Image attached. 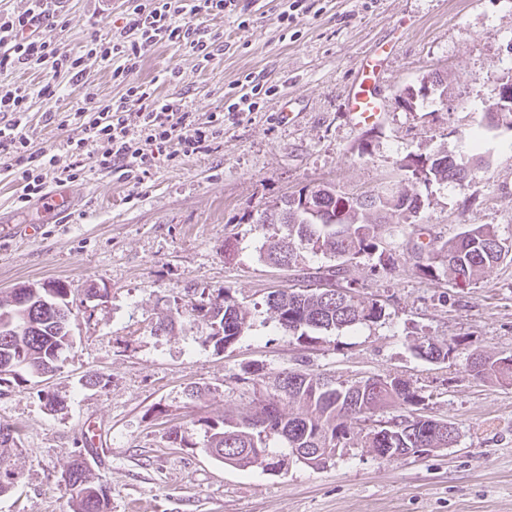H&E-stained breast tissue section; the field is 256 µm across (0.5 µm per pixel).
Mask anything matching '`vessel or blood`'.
<instances>
[{
	"instance_id": "b4317fda",
	"label": "vessel or blood",
	"mask_w": 512,
	"mask_h": 512,
	"mask_svg": "<svg viewBox=\"0 0 512 512\" xmlns=\"http://www.w3.org/2000/svg\"><path fill=\"white\" fill-rule=\"evenodd\" d=\"M384 58L376 50L364 51L353 64V79L345 105L348 123L363 128L380 122L385 110L382 91ZM73 194L63 185L57 186L40 199L36 209L40 215L62 220L72 208Z\"/></svg>"
}]
</instances>
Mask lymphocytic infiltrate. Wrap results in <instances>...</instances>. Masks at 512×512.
<instances>
[{"instance_id":"lymphocytic-infiltrate-1","label":"lymphocytic infiltrate","mask_w":512,"mask_h":512,"mask_svg":"<svg viewBox=\"0 0 512 512\" xmlns=\"http://www.w3.org/2000/svg\"><path fill=\"white\" fill-rule=\"evenodd\" d=\"M239 0H141L129 23L120 30L92 32L85 56H74L59 43L41 35L40 23L56 18L61 0H29L18 14L0 13V71L48 67L65 73L72 85H83L86 61L93 58L113 63L112 77L125 83L120 103L98 101L78 108L72 136L65 147L72 161L65 176L74 181L85 173L87 161L119 174L121 179L142 183L153 168L178 157H194L211 150L224 132L225 114L245 117L257 111L270 88L259 79L247 80L240 93L211 112L208 121H198L181 99L160 95L154 83L137 79L145 54L167 44L188 48L209 59L220 48L218 35L209 33L201 21L233 15ZM59 88L48 82L39 86L17 83L0 86V158L6 176L19 185V202L43 197L44 174L54 168L56 156L36 147L29 135L27 112L33 97L53 98ZM136 107L138 133H131L126 112Z\"/></svg>"}]
</instances>
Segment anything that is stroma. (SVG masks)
Returning <instances> with one entry per match:
<instances>
[{"label":"stroma","mask_w":512,"mask_h":512,"mask_svg":"<svg viewBox=\"0 0 512 512\" xmlns=\"http://www.w3.org/2000/svg\"><path fill=\"white\" fill-rule=\"evenodd\" d=\"M319 6L285 29L274 0H253L238 18H208L224 49L207 63L183 47L146 53L139 80L156 81L160 94L181 98L202 120L245 76L278 86L257 112L225 119L210 154L161 164L141 186L87 168L71 185L76 205L63 224L35 223L33 207L16 202L17 185L0 181V219L11 225L0 235V290L60 279L74 310L73 343L52 377L24 373L0 383V423L20 439L6 462L18 478L0 495V512H69L62 475L78 454L105 487L111 512H512V384L476 379L465 367L473 351L512 352V261L467 288L417 268L421 245L440 247L471 224L494 225L512 247V130L484 133V172L432 185L414 225L386 226L394 271L374 272L365 259L349 264L362 296L385 307L377 323L304 344L274 329L265 299L288 287L292 273L260 261L257 247L276 228L251 221L306 186L331 184L352 195L395 188L409 154L473 155L470 133L485 100L512 79V0ZM130 7V0H62L48 34L80 55L93 29L124 27ZM393 36L399 43L385 73V116L373 132L352 128L344 116L352 65ZM435 72L450 84L444 104L397 105L406 87ZM88 91L116 100L125 87L91 59L85 89L30 102L33 141L54 152L59 166L69 162V131L42 125L40 116H67ZM228 241L237 250L230 262ZM92 285L102 298L88 297ZM226 289L250 312L238 342L214 349L200 320L178 324L173 336L154 335L172 303ZM424 337L461 347L430 363L412 349ZM285 369L340 381L398 375L420 391L419 414L452 423L458 442L393 463L350 448L319 470L289 458L274 471L238 469L208 456L196 420L249 412L256 387L271 386ZM249 371L251 383L243 380ZM92 375L101 385L85 387ZM194 386L200 393L192 397ZM49 395L65 409L49 411ZM175 426L185 432L183 444L169 439Z\"/></svg>","instance_id":"stroma-1"}]
</instances>
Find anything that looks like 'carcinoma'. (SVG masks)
<instances>
[{"instance_id":"cac0c4a2","label":"carcinoma","mask_w":512,"mask_h":512,"mask_svg":"<svg viewBox=\"0 0 512 512\" xmlns=\"http://www.w3.org/2000/svg\"><path fill=\"white\" fill-rule=\"evenodd\" d=\"M426 160L433 183L463 181L477 171V167L442 152L429 154ZM402 162L408 167L411 182L397 191L376 194L378 205L374 208L354 205L352 197L324 185L315 192L305 187L284 197L256 218L257 224H279L285 229L281 236L265 238L259 248L261 260L289 268H299L306 252L333 260L328 266L300 268L295 284L267 296L270 319L298 342L311 340L309 332L313 330L336 331L385 317L383 305L364 298L346 272L349 263L362 257L376 259L374 266L384 272L394 266L393 256L382 246L380 230L385 224L407 223V214L416 215L421 209L415 156L408 155ZM508 255L509 247L493 225L472 224L439 251L428 253L420 272L465 287L477 283ZM70 293L60 280L0 292V317L12 318L10 329L0 328V374L24 371L39 375L58 370L63 352L72 344L71 322L65 311ZM48 303L60 306L59 311L46 309ZM185 312L206 322L209 332L204 342L216 348L237 342L250 329V313L228 288L200 296L185 310L179 305L168 310L156 322L157 329L175 334L177 319ZM455 349L452 343L439 345L429 339L414 344V351L426 361L445 360ZM467 368L479 380L512 383V354L492 361L474 351ZM323 381L319 374L285 370L275 378L272 391L257 399L254 411L198 419L195 424L203 431L205 451L225 464L227 456L239 448H261L266 453L265 462L274 465L276 448H334L339 438L345 439L347 448L356 442L364 448H386L390 441L397 448L455 445L451 430L438 432L439 420L423 415L415 417L420 428L413 441L402 430H393L388 436L376 425L359 426L387 409L414 412L421 396L407 380L373 376L337 381L331 392L323 389ZM16 447L14 432L0 425V493L16 481L14 472L4 467L9 450ZM64 482L71 491V512H109L106 493L82 456L70 462Z\"/></svg>"}]
</instances>
